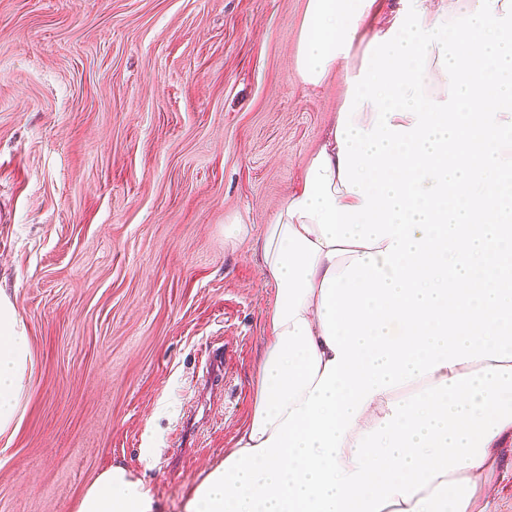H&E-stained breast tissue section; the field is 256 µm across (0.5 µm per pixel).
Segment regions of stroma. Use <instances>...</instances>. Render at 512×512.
Returning a JSON list of instances; mask_svg holds the SVG:
<instances>
[{"label": "stroma", "instance_id": "stroma-1", "mask_svg": "<svg viewBox=\"0 0 512 512\" xmlns=\"http://www.w3.org/2000/svg\"><path fill=\"white\" fill-rule=\"evenodd\" d=\"M306 3L0 0V289L34 358L0 512H75L116 461L184 512L233 447L275 297L254 243L349 90L296 77Z\"/></svg>", "mask_w": 512, "mask_h": 512}]
</instances>
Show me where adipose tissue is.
Listing matches in <instances>:
<instances>
[{
    "label": "adipose tissue",
    "mask_w": 512,
    "mask_h": 512,
    "mask_svg": "<svg viewBox=\"0 0 512 512\" xmlns=\"http://www.w3.org/2000/svg\"><path fill=\"white\" fill-rule=\"evenodd\" d=\"M307 0L297 77L350 93L259 240L253 413L185 512H489L512 445V0ZM0 291V435L30 390ZM76 512H164L115 462Z\"/></svg>",
    "instance_id": "ef3b65f1"
}]
</instances>
